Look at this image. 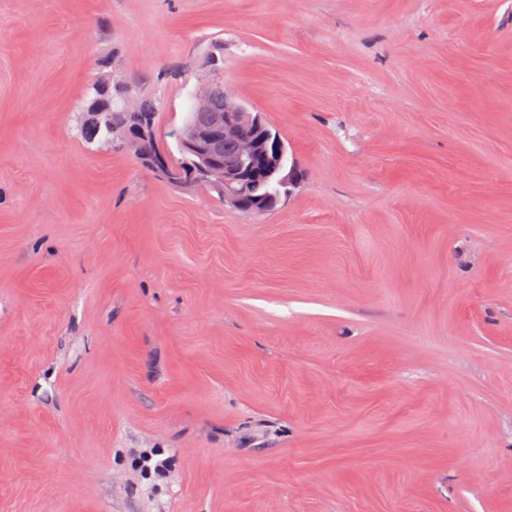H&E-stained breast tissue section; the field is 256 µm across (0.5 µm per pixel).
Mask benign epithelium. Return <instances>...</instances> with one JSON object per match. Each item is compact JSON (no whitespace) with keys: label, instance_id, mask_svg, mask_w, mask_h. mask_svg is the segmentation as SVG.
<instances>
[{"label":"benign epithelium","instance_id":"1","mask_svg":"<svg viewBox=\"0 0 512 512\" xmlns=\"http://www.w3.org/2000/svg\"><path fill=\"white\" fill-rule=\"evenodd\" d=\"M269 138L261 116L247 115L243 105L229 98L224 113L215 120L214 130L202 131L186 125L180 131L178 145L192 160L194 182L209 186L221 195L224 203L244 210L249 180L259 169L277 175L284 186L297 185L290 168L283 163L284 144L276 138L269 151ZM225 140L236 142L234 154H224Z\"/></svg>","mask_w":512,"mask_h":512}]
</instances>
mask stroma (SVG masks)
Wrapping results in <instances>:
<instances>
[{"instance_id": "35a3bbf8", "label": "stroma", "mask_w": 512, "mask_h": 512, "mask_svg": "<svg viewBox=\"0 0 512 512\" xmlns=\"http://www.w3.org/2000/svg\"><path fill=\"white\" fill-rule=\"evenodd\" d=\"M108 67L299 186L87 142ZM0 512H512V0H0ZM211 87L210 106L209 88L201 84L195 93L196 106L200 111L194 112L192 107L187 112L184 127L178 136V145L181 159H173L171 155L161 150L154 138V129L159 109L152 100L133 96L135 110H127L121 99L127 95V87L112 80V105L108 108L97 109L91 106L94 94L79 111L80 121L77 125L80 135L89 141L96 139L103 142H112L116 132L126 131L134 124H139L143 130L140 139L133 140L135 153L142 167L157 178L179 187L187 186L189 170L186 166L188 157L192 174L195 176L192 183H201L218 192L225 204L240 210H245L246 191L249 180L257 170L262 169L270 175L276 174L279 182L288 186V195L292 192L290 187L297 186V180L284 163V144L279 138L273 141L272 151L266 149V142L270 133L265 129L259 114L247 116L249 112L243 105L228 97L224 105V82L214 80L209 83ZM215 112H224L217 116L213 131H202L186 124L208 125L211 115ZM250 128L251 132H246ZM232 140L237 144V150L232 155L234 145L224 144L223 141Z\"/></svg>"}]
</instances>
